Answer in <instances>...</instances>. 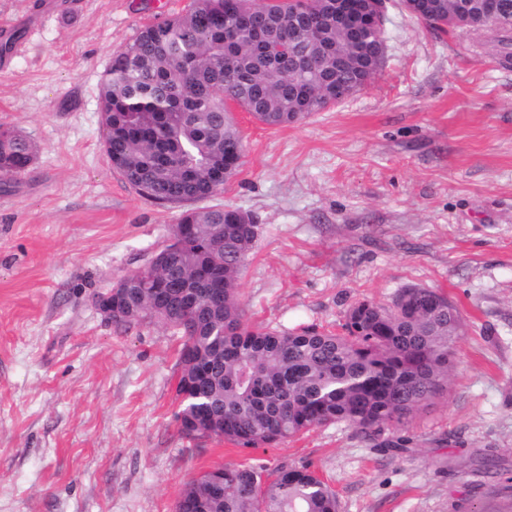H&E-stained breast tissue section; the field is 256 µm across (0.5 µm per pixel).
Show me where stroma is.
<instances>
[{
  "label": "stroma",
  "instance_id": "stroma-1",
  "mask_svg": "<svg viewBox=\"0 0 512 512\" xmlns=\"http://www.w3.org/2000/svg\"><path fill=\"white\" fill-rule=\"evenodd\" d=\"M191 0H0V125L31 138L0 189V512H174L185 483L225 463L309 466L340 512H512V65L483 31L442 32L390 6L372 82L281 127L240 108L245 157L204 206L251 213L238 285L247 317L338 329L347 307L408 286L459 308L446 395L383 452L330 424L241 451L184 435L182 339L123 328L94 294L147 266L184 210L138 194L104 150L113 53ZM482 453L499 474L477 470Z\"/></svg>",
  "mask_w": 512,
  "mask_h": 512
}]
</instances>
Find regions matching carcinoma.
<instances>
[{
  "label": "carcinoma",
  "mask_w": 512,
  "mask_h": 512,
  "mask_svg": "<svg viewBox=\"0 0 512 512\" xmlns=\"http://www.w3.org/2000/svg\"><path fill=\"white\" fill-rule=\"evenodd\" d=\"M435 28H454L461 0H422ZM511 24L496 38L502 63H512V0H502ZM272 14L255 0H192L185 13L142 28L112 55L101 87L104 147L140 195L161 203L204 199L226 183L224 169L242 165L244 146L227 110L232 100L272 127L325 108L327 82L336 81V54L347 76L365 84L377 38L359 40L334 19L312 27L324 0ZM269 24L279 40L300 29V49L319 57L281 65L262 47L254 24ZM33 141L0 125V183L29 169ZM236 208H191L180 221L194 234L176 247L164 277L172 294L170 326L191 324L179 359L176 393H188L178 414L210 420L202 434L242 450L273 447L329 423H344L376 440L428 408L447 389L448 367L461 317L433 288L402 289L388 306L357 301L341 331L316 326L280 331L253 324L237 297L238 280L257 225L234 224ZM224 242V285L198 289L212 245ZM136 271L124 275L131 326L155 318L160 295ZM180 500L203 512H339L336 493L308 468L268 475L250 464L218 465L185 485Z\"/></svg>",
  "instance_id": "obj_1"
}]
</instances>
